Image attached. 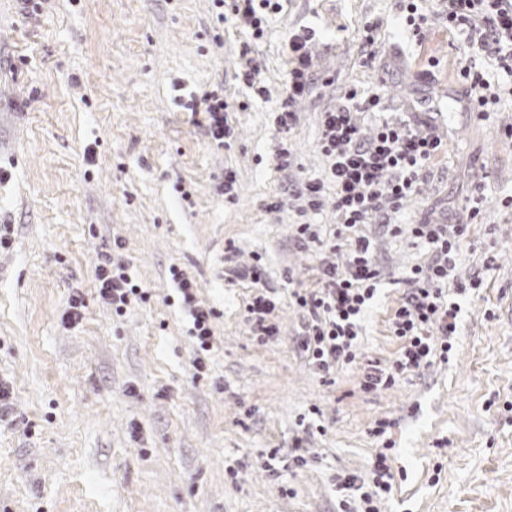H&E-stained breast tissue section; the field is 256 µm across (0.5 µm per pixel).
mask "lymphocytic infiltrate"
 I'll return each mask as SVG.
<instances>
[{
	"label": "lymphocytic infiltrate",
	"instance_id": "1",
	"mask_svg": "<svg viewBox=\"0 0 512 512\" xmlns=\"http://www.w3.org/2000/svg\"><path fill=\"white\" fill-rule=\"evenodd\" d=\"M211 2L219 11L230 8L256 40L263 38L269 15L281 9V0H233L229 6L224 0ZM440 2L441 18L458 37V78L477 97L482 111H490L506 91L507 79L512 78V0ZM316 40L315 30L309 27L292 32L288 39V84L274 117L280 134H290L303 98L313 90ZM379 102V95L362 98L352 90L343 101L322 112L318 146L327 161L325 174L303 178L292 191L294 208L301 218L294 234L299 249H309L320 239L315 225L307 223L305 217L322 209L329 186L335 191L333 207L338 224L337 242L317 257L318 287L299 288L291 294L292 304L302 314L296 346L313 372L325 380L338 365L359 363L360 387L366 392L390 388L400 375L428 366L434 359L448 360L456 349L461 311L457 298L482 282L477 272L466 281L457 275L461 246L480 215L479 203H472L463 221L449 213L405 226L392 223V214L399 212L415 192L444 143L427 112H412L404 119L365 127L361 113L373 111ZM200 105L212 143L224 146L234 130L228 123L229 106L223 93L207 92ZM368 224L394 235L408 234L431 251L426 264L413 266L406 274V288L390 312L389 331L398 348L389 361L357 357L360 322L377 296L381 276L374 244L363 231ZM122 247L121 240H113L111 248L99 251L95 267L98 298L119 317L131 304L148 302L151 296L149 288L130 276L127 265L115 259V251ZM170 274L180 307L191 324L190 334L195 340L192 367L200 375L206 372L214 348L216 311L198 298L194 280L183 269L171 267ZM224 277L252 284L254 293L246 304L249 333L257 344H268L280 331L275 313L281 299L267 287L261 264L227 267ZM388 426L387 420L380 419L370 430L379 448L367 477L350 474L339 478L341 506L354 501L360 512H381L380 505L396 482L391 466L394 444L387 436Z\"/></svg>",
	"mask_w": 512,
	"mask_h": 512
}]
</instances>
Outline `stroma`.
Here are the masks:
<instances>
[{
	"mask_svg": "<svg viewBox=\"0 0 512 512\" xmlns=\"http://www.w3.org/2000/svg\"><path fill=\"white\" fill-rule=\"evenodd\" d=\"M403 0H283L256 41L235 17L217 21L209 0H48L22 17L0 0V379L12 389L13 420L0 424V512H338L334 480L368 469L369 429L390 422L392 467L406 470L384 512H512V96L488 117L448 112L445 148L397 216L408 224L439 205L459 213L482 185L481 214L462 246L458 273L492 260L481 288L462 298L457 348L448 362L363 392L356 365L327 384L294 338L301 314L285 300L317 285L314 252L293 242L291 206L271 212L301 177L323 175L320 114L350 88L378 91L371 127L422 95H441L458 53L446 28L423 36L402 27ZM380 22L378 56L366 62L364 25ZM320 35L319 86L288 138L274 111L288 75V37ZM253 59L269 99L238 79ZM432 69V79L414 73ZM223 86L234 136L210 143L203 113L177 99ZM288 141L293 168L276 166ZM95 149L87 158L86 149ZM237 176L235 200L215 187ZM374 237L382 270L362 321L363 356L394 357L388 330L404 273L427 251L407 236ZM121 239L149 303L114 317L96 293L101 244ZM260 258L284 303L280 333L250 337L251 288L224 278V259ZM184 269L212 306L216 346L206 374L191 366L194 340L173 296L170 266ZM86 309L64 312L72 289ZM323 412L325 434L303 415ZM302 469L264 461L295 440Z\"/></svg>",
	"mask_w": 512,
	"mask_h": 512,
	"instance_id": "stroma-1",
	"label": "stroma"
}]
</instances>
